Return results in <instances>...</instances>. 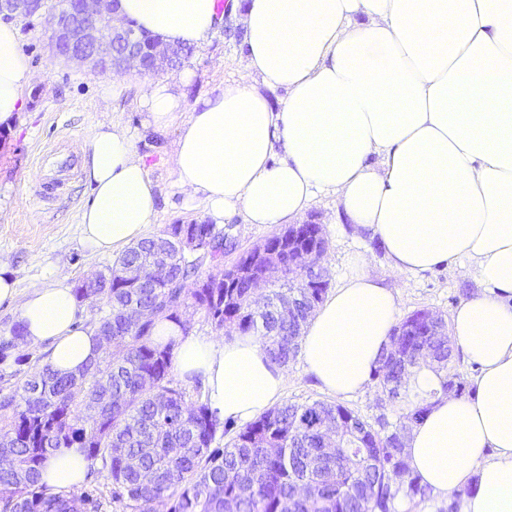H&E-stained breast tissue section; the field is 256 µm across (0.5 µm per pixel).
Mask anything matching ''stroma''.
Segmentation results:
<instances>
[{
  "mask_svg": "<svg viewBox=\"0 0 512 512\" xmlns=\"http://www.w3.org/2000/svg\"><path fill=\"white\" fill-rule=\"evenodd\" d=\"M16 24V49L36 79L25 93L26 105L14 128L0 127V266L17 279L20 292L47 284L55 268H64L74 286L106 272L115 260L111 254L91 253L80 240L79 215L91 197L80 170V151L98 125L127 128L136 152L146 161L157 194V214L147 236L161 234L172 224L206 222L202 200L181 191L169 161L177 126L149 128L148 114L138 104L141 76L128 74L126 90L113 99L111 76L52 58L42 18H20ZM243 40L241 21L230 15L195 47L185 64L192 78L181 88L186 104L215 95L225 82L250 81L241 56ZM304 218L321 224L329 241L325 265L331 285H339L350 273L354 256H366L365 272L395 295L397 318L420 309L451 316L482 289L474 277H461L452 263L413 273L393 272L378 237L348 224L334 195L317 196ZM18 352V357L0 360V391L30 377L46 362L44 345H24ZM378 397L373 383L347 396L329 394L299 357L288 366L281 399L337 403L370 421L382 412L391 418L399 413L396 404L378 408Z\"/></svg>",
  "mask_w": 512,
  "mask_h": 512,
  "instance_id": "obj_1",
  "label": "stroma"
}]
</instances>
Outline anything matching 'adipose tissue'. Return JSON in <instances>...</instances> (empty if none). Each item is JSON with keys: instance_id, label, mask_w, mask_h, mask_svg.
Instances as JSON below:
<instances>
[{"instance_id": "ef3b65f1", "label": "adipose tissue", "mask_w": 512, "mask_h": 512, "mask_svg": "<svg viewBox=\"0 0 512 512\" xmlns=\"http://www.w3.org/2000/svg\"><path fill=\"white\" fill-rule=\"evenodd\" d=\"M217 0H120V14L164 41L203 42L220 19ZM242 13L246 67L281 87L274 111L258 87L224 84L185 107L176 79L142 86L150 124H178L170 161L179 187L201 197L216 220L243 216L281 225L320 194L338 198L345 219L376 235L395 272L459 261L484 286L452 314L450 340L480 366L467 398L439 401L415 425L408 463L433 494L477 478L460 512H512V0H229ZM18 29L0 19V125H11L36 78L17 52ZM92 189L79 224L85 245L122 252L156 215L146 163L119 125L98 126L81 147ZM365 257L309 318L307 370L330 394L372 381L390 341L397 301L366 275ZM18 297L0 268V301ZM21 298V297H18ZM27 343L47 344L62 375L102 354L95 329L76 325L77 299L63 270L21 298ZM177 371L202 379L212 410L240 423L281 396L287 371L253 336L216 344L158 321ZM77 448L42 469L50 491L83 483Z\"/></svg>"}]
</instances>
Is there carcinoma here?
<instances>
[{
    "instance_id": "cac0c4a2",
    "label": "carcinoma",
    "mask_w": 512,
    "mask_h": 512,
    "mask_svg": "<svg viewBox=\"0 0 512 512\" xmlns=\"http://www.w3.org/2000/svg\"><path fill=\"white\" fill-rule=\"evenodd\" d=\"M181 225L145 238L125 250L95 288H75L77 298L97 294L107 310L96 323L108 335L112 353L61 376L49 366L0 394V456L14 466L0 469V512H85L89 495L63 496L41 484L48 457L62 448L83 449L112 480V500L132 512H398V500L432 501V492L411 470L405 453L412 427L423 421L438 397L448 395L454 348L446 336L396 334L412 316L393 327L373 380L380 399L403 403L391 421L371 423L354 411L321 401L274 406L239 427L221 419L208 404H189L173 386L171 345L154 341L156 321L181 320L201 310L222 330L256 336L271 362L286 367L301 350L303 326L325 298L327 269L319 264L311 286L288 268L281 239L267 241L265 253L238 263L241 275L205 282L203 260L224 259L238 250L234 236L216 224L198 225L196 242L182 243ZM164 242L168 269L138 285L126 272L149 265ZM266 277L269 301H255L253 282ZM155 312L135 324L130 313ZM439 383L410 385L423 362ZM342 428L338 453H326L323 423ZM230 436L222 448L217 435ZM312 483L308 500L299 489Z\"/></svg>"
}]
</instances>
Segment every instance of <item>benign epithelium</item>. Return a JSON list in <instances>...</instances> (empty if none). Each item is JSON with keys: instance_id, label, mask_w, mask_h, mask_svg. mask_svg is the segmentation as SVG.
Here are the masks:
<instances>
[{"instance_id": "7a95c632", "label": "benign epithelium", "mask_w": 512, "mask_h": 512, "mask_svg": "<svg viewBox=\"0 0 512 512\" xmlns=\"http://www.w3.org/2000/svg\"><path fill=\"white\" fill-rule=\"evenodd\" d=\"M43 0H0V15L25 17L36 14L44 18L53 53L67 61L100 73L153 75L172 66L174 50L159 41L145 59L137 45L131 25H112V13L118 0H64L56 8H42ZM291 266L298 278L306 277L316 267L315 254L299 250Z\"/></svg>"}]
</instances>
